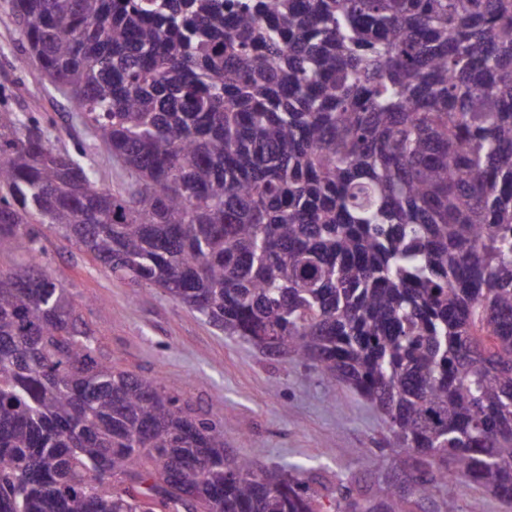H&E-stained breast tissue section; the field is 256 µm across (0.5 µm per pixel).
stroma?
<instances>
[{
    "instance_id": "stroma-1",
    "label": "stroma",
    "mask_w": 512,
    "mask_h": 512,
    "mask_svg": "<svg viewBox=\"0 0 512 512\" xmlns=\"http://www.w3.org/2000/svg\"><path fill=\"white\" fill-rule=\"evenodd\" d=\"M0 111L38 120L58 151L85 152L99 185L121 171L98 148L71 99L27 64L9 0H0ZM40 264L66 288L101 358L140 377H161L196 415L224 421V445L269 470L300 466L320 512H336V486L372 498L403 486L392 468L384 418L354 389L224 336L163 289L132 296L93 256L61 233L38 229Z\"/></svg>"
}]
</instances>
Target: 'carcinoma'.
<instances>
[{"instance_id": "1", "label": "carcinoma", "mask_w": 512, "mask_h": 512, "mask_svg": "<svg viewBox=\"0 0 512 512\" xmlns=\"http://www.w3.org/2000/svg\"><path fill=\"white\" fill-rule=\"evenodd\" d=\"M130 182L0 111V512H316L99 359L35 225L355 389L412 494L512 500V0H11ZM336 512H406L399 493Z\"/></svg>"}]
</instances>
